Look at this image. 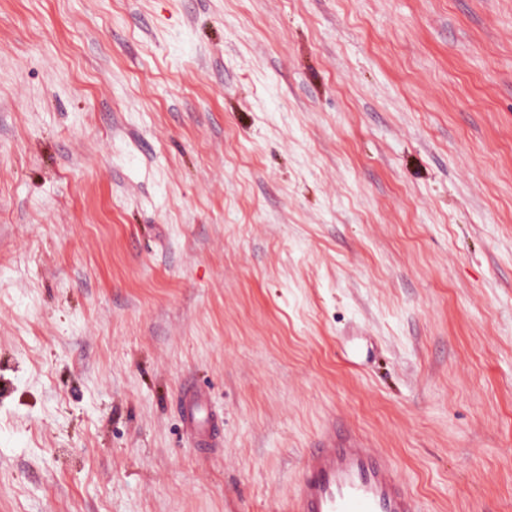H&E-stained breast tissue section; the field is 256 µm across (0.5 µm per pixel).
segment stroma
<instances>
[{"mask_svg":"<svg viewBox=\"0 0 512 512\" xmlns=\"http://www.w3.org/2000/svg\"><path fill=\"white\" fill-rule=\"evenodd\" d=\"M332 422L512 512V0H0V512H286ZM183 428L195 440L199 448H217L218 417L213 411L207 392L186 381L179 398Z\"/></svg>","mask_w":512,"mask_h":512,"instance_id":"35a3bbf8","label":"stroma"}]
</instances>
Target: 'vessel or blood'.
<instances>
[{"label": "vessel or blood", "instance_id": "obj_1", "mask_svg": "<svg viewBox=\"0 0 512 512\" xmlns=\"http://www.w3.org/2000/svg\"><path fill=\"white\" fill-rule=\"evenodd\" d=\"M179 405L183 427L197 446L218 447V417L208 393L185 382ZM291 512H420V507L380 449L364 447L360 434L332 425L304 458Z\"/></svg>", "mask_w": 512, "mask_h": 512}]
</instances>
